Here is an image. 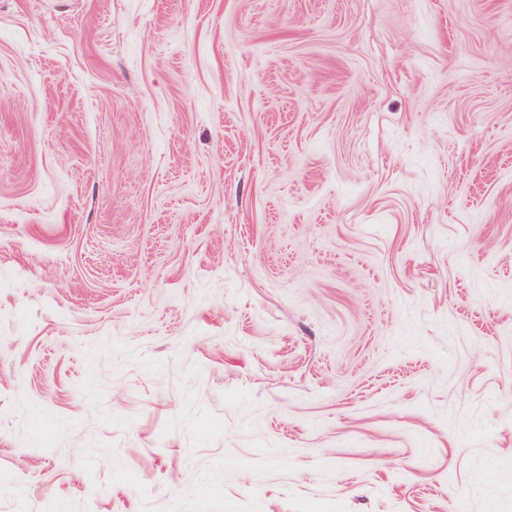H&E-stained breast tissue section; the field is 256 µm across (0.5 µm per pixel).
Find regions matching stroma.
I'll use <instances>...</instances> for the list:
<instances>
[{
	"label": "stroma",
	"instance_id": "obj_1",
	"mask_svg": "<svg viewBox=\"0 0 512 512\" xmlns=\"http://www.w3.org/2000/svg\"><path fill=\"white\" fill-rule=\"evenodd\" d=\"M0 512H512V0H0Z\"/></svg>",
	"mask_w": 512,
	"mask_h": 512
}]
</instances>
